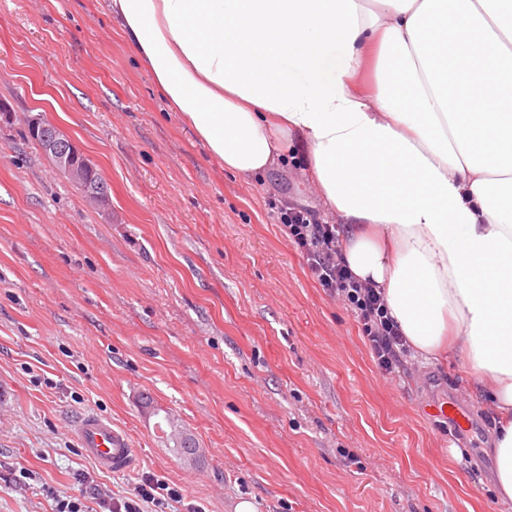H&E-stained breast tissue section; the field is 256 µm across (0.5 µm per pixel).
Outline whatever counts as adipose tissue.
<instances>
[{
    "instance_id": "adipose-tissue-1",
    "label": "adipose tissue",
    "mask_w": 512,
    "mask_h": 512,
    "mask_svg": "<svg viewBox=\"0 0 512 512\" xmlns=\"http://www.w3.org/2000/svg\"><path fill=\"white\" fill-rule=\"evenodd\" d=\"M106 7L226 171L306 147L352 275L383 290L414 353L462 357L491 393L512 500V0Z\"/></svg>"
}]
</instances>
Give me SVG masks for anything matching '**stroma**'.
I'll return each instance as SVG.
<instances>
[{
  "instance_id": "1",
  "label": "stroma",
  "mask_w": 512,
  "mask_h": 512,
  "mask_svg": "<svg viewBox=\"0 0 512 512\" xmlns=\"http://www.w3.org/2000/svg\"><path fill=\"white\" fill-rule=\"evenodd\" d=\"M73 139L109 184L90 204L31 141ZM304 147L258 176L219 167L98 0H0V512H55L143 476L166 512H512L493 477L492 399L457 358L377 371L350 311L271 217L327 214ZM466 392L472 427L429 406ZM202 450L180 461L143 395ZM97 412L138 461L101 470L70 423Z\"/></svg>"
}]
</instances>
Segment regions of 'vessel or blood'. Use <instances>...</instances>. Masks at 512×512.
Segmentation results:
<instances>
[{
	"instance_id": "b4317fda",
	"label": "vessel or blood",
	"mask_w": 512,
	"mask_h": 512,
	"mask_svg": "<svg viewBox=\"0 0 512 512\" xmlns=\"http://www.w3.org/2000/svg\"><path fill=\"white\" fill-rule=\"evenodd\" d=\"M72 428L81 451L100 468L113 473L131 471L136 450L125 429L92 412L76 418Z\"/></svg>"
}]
</instances>
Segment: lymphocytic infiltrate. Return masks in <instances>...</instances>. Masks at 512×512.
I'll list each match as a JSON object with an SVG mask.
<instances>
[{"instance_id": "lymphocytic-infiltrate-1", "label": "lymphocytic infiltrate", "mask_w": 512, "mask_h": 512, "mask_svg": "<svg viewBox=\"0 0 512 512\" xmlns=\"http://www.w3.org/2000/svg\"><path fill=\"white\" fill-rule=\"evenodd\" d=\"M272 217L289 242L306 259L312 277L328 295L341 301L352 313L365 338L378 372H399L409 346L397 323L388 315L380 289L356 280L342 256L338 227L319 221L316 213L302 207L270 202ZM179 490L156 478L136 484L129 496L114 501V512H144L145 504L162 508L180 501Z\"/></svg>"}]
</instances>
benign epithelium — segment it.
Returning a JSON list of instances; mask_svg holds the SVG:
<instances>
[{
	"label": "benign epithelium",
	"mask_w": 512,
	"mask_h": 512,
	"mask_svg": "<svg viewBox=\"0 0 512 512\" xmlns=\"http://www.w3.org/2000/svg\"><path fill=\"white\" fill-rule=\"evenodd\" d=\"M27 126L37 145L52 159L56 168L79 187L87 199L97 205L107 204L108 196L96 177L95 165L71 138L40 117L30 118Z\"/></svg>",
	"instance_id": "obj_1"
}]
</instances>
